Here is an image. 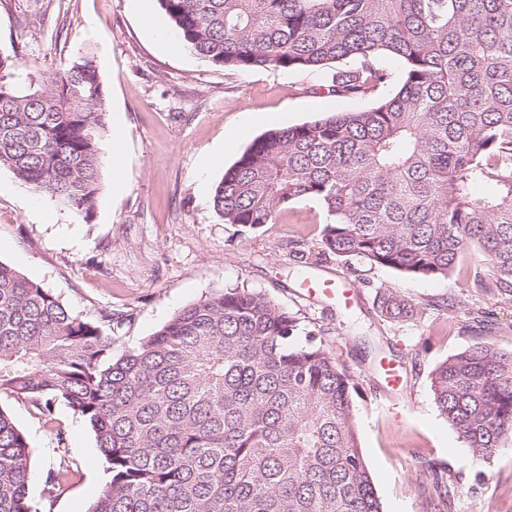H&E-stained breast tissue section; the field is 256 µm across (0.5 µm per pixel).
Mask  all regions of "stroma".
<instances>
[{"label": "stroma", "mask_w": 512, "mask_h": 512, "mask_svg": "<svg viewBox=\"0 0 512 512\" xmlns=\"http://www.w3.org/2000/svg\"><path fill=\"white\" fill-rule=\"evenodd\" d=\"M93 51L106 91L107 123L126 133L124 188L112 189V141L101 151L102 188L90 219L35 195L0 169V262L59 296L112 338L121 356L184 307L242 285L296 320L295 343L315 334L343 364L360 443L384 512H512V438L476 459L440 415L431 389L448 357L491 342L512 351V302L473 288L486 260L468 248L446 278H409L356 257L320 253L325 214L317 202L284 209L254 232L224 223L213 195L225 169L276 127L298 125L354 102L323 91V73L238 72L161 47L134 0H0V52L44 73ZM242 135L224 150V135ZM308 279L350 289L351 305L312 295ZM407 299L414 318L379 308L385 293ZM394 364L391 386L383 367ZM24 432L38 478L39 512H90L110 480L83 418L57 405L52 418L1 397ZM68 466L56 490L42 480ZM457 493L431 494L434 472Z\"/></svg>", "instance_id": "stroma-1"}]
</instances>
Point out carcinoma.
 Returning <instances> with one entry per match:
<instances>
[{
  "label": "carcinoma",
  "mask_w": 512,
  "mask_h": 512,
  "mask_svg": "<svg viewBox=\"0 0 512 512\" xmlns=\"http://www.w3.org/2000/svg\"><path fill=\"white\" fill-rule=\"evenodd\" d=\"M184 48L230 70L322 72L370 105L265 132L213 208L256 230L320 204L324 253L446 278L475 246L473 287L512 302V0H158ZM390 58L396 72L381 65ZM105 90L85 52L53 74L0 53V168L85 218L101 184ZM486 184L494 192L480 196ZM381 312L411 319L408 300ZM268 298L228 288L117 359L112 337L0 262V395L94 432L111 479L91 512H383L350 375ZM440 414L480 460L512 436V352L441 363ZM29 443L0 409V512H38Z\"/></svg>",
  "instance_id": "carcinoma-1"
}]
</instances>
